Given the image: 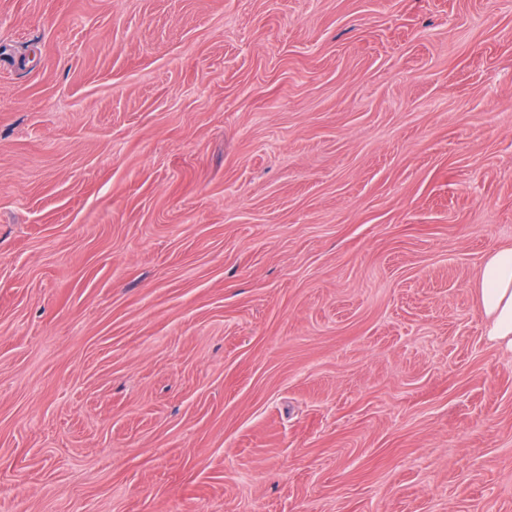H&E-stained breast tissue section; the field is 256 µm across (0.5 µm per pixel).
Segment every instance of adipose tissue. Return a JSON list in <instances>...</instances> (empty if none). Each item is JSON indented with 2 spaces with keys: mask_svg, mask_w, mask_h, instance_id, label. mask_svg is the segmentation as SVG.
Returning <instances> with one entry per match:
<instances>
[{
  "mask_svg": "<svg viewBox=\"0 0 512 512\" xmlns=\"http://www.w3.org/2000/svg\"><path fill=\"white\" fill-rule=\"evenodd\" d=\"M475 298L487 341L512 353V244L487 254L477 275Z\"/></svg>",
  "mask_w": 512,
  "mask_h": 512,
  "instance_id": "adipose-tissue-1",
  "label": "adipose tissue"
}]
</instances>
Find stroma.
Wrapping results in <instances>:
<instances>
[{
	"instance_id": "1",
	"label": "stroma",
	"mask_w": 512,
	"mask_h": 512,
	"mask_svg": "<svg viewBox=\"0 0 512 512\" xmlns=\"http://www.w3.org/2000/svg\"><path fill=\"white\" fill-rule=\"evenodd\" d=\"M512 0H0V512H512ZM475 298L488 342L512 353V244L490 251L482 262Z\"/></svg>"
}]
</instances>
